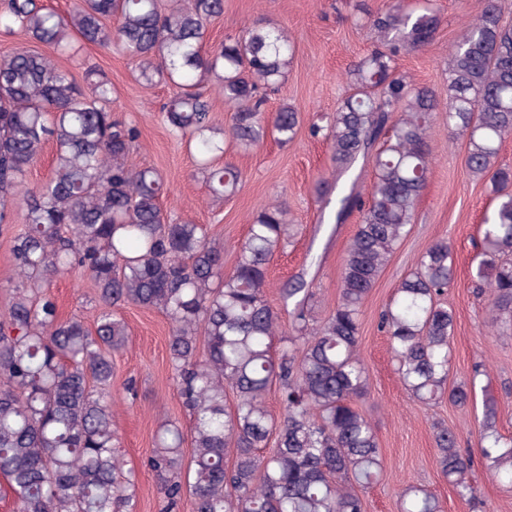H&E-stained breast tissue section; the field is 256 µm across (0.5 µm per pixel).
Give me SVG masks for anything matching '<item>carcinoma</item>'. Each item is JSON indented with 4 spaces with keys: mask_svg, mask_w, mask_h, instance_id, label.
Returning <instances> with one entry per match:
<instances>
[{
    "mask_svg": "<svg viewBox=\"0 0 512 512\" xmlns=\"http://www.w3.org/2000/svg\"><path fill=\"white\" fill-rule=\"evenodd\" d=\"M224 0H75L61 14L44 0H5L0 34L23 33L61 53L70 39L122 47L147 84L172 86L163 104L172 133L186 140L211 193L226 198L240 184L224 162V139L257 145L271 126L293 140L300 113L282 102L265 116L267 93L283 85L294 44L283 30L254 23L237 38L205 49L207 25ZM377 46L349 69L346 91L326 126L332 172L340 177L373 157L368 197L339 192L336 220L357 210L334 310L311 315L314 292L301 275L280 289L291 306L288 333L266 298L268 264L288 246V207L275 203L249 225L234 270L224 246L200 224L168 215L165 183L152 166H132L137 126L112 115V83L95 65L82 80L35 50L0 58V224L22 197L25 229L12 239L16 276L0 314V474L19 512H136L137 479L116 450L112 420V351L124 345L118 316L128 304L158 309L171 323L169 362L189 433L169 423L155 435L147 466L164 512L184 498L192 512H364L359 489L373 484L383 458L371 423L354 406L368 392L358 352L365 301L413 222L431 163L436 91L398 73L401 52L430 43L441 23L431 0L419 9L390 0L368 18ZM446 121L466 140L465 169L491 185L495 204L481 224L475 287L488 290L490 323L512 330V169L499 161L512 136V25L502 0L482 7L453 45ZM231 112L216 135L207 89ZM55 146L52 173L23 188L42 146ZM79 269L97 291L93 329L59 318L50 292L55 276ZM454 279L451 246L429 245L415 271L381 312L406 390L429 405L473 400L482 370L447 386L454 311L438 297ZM204 354H199V344ZM278 385L282 412L265 403ZM233 405H227V393ZM440 474L465 499L480 463L512 488V438L497 427L496 401H483L477 453L460 448L456 431H434ZM190 450H184V445ZM401 512H441L428 489L406 486Z\"/></svg>",
    "mask_w": 512,
    "mask_h": 512,
    "instance_id": "obj_1",
    "label": "carcinoma"
}]
</instances>
